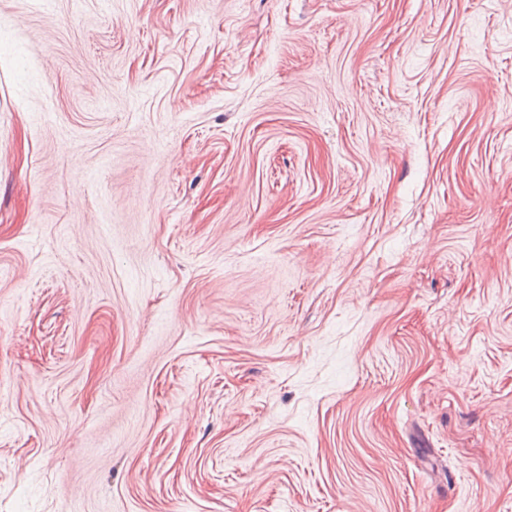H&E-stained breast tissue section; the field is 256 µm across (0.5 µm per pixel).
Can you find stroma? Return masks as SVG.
<instances>
[{"label": "stroma", "mask_w": 512, "mask_h": 512, "mask_svg": "<svg viewBox=\"0 0 512 512\" xmlns=\"http://www.w3.org/2000/svg\"><path fill=\"white\" fill-rule=\"evenodd\" d=\"M0 512H512V0H0Z\"/></svg>", "instance_id": "1"}]
</instances>
